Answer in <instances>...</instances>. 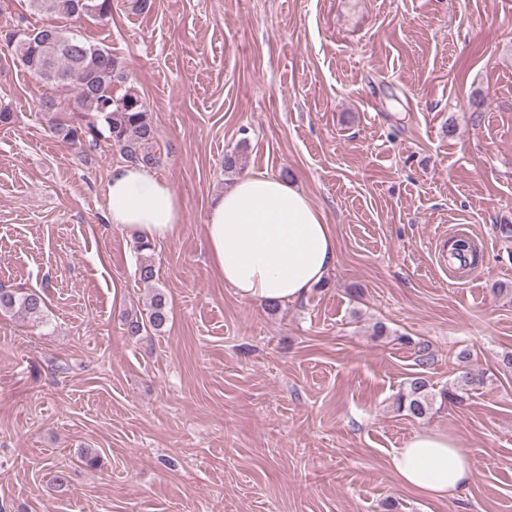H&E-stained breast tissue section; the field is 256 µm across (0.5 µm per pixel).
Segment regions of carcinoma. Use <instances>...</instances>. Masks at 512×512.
I'll list each match as a JSON object with an SVG mask.
<instances>
[{"label": "carcinoma", "mask_w": 512, "mask_h": 512, "mask_svg": "<svg viewBox=\"0 0 512 512\" xmlns=\"http://www.w3.org/2000/svg\"><path fill=\"white\" fill-rule=\"evenodd\" d=\"M30 3L34 10L46 13L47 19L32 31L5 34L7 48L14 60L43 82L74 87L73 101L68 104L71 112L95 114V119L85 123L58 122L52 117L58 111V103L44 99L38 112L48 118L52 135L81 149L95 147L104 137L112 142V146L119 148L129 162L153 167L157 158L149 150V145L155 139V130L143 99L131 86L119 96L113 94L112 85L128 79L123 67L108 49L93 45L74 30L56 23L58 19H81V14L77 13L78 0H30ZM136 249L141 253L138 277L140 281L150 283L155 278V269L147 252L153 250V245L141 239L136 242ZM476 252V245L471 239L466 237L454 241L453 255L459 260L464 262L467 256H476ZM44 307V298L36 291L19 293L0 288V312L18 310L36 321L43 319ZM167 321L165 298L158 293L147 316L135 314L125 317V333L136 337L149 329L160 331ZM484 383L483 375L464 371L452 388L436 395L430 391L425 377L415 375L407 379L397 399L398 408L415 419L423 420L435 403L461 406L469 394L482 388Z\"/></svg>", "instance_id": "obj_1"}]
</instances>
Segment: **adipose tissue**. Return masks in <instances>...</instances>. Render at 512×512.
Wrapping results in <instances>:
<instances>
[{"label":"adipose tissue","instance_id":"1","mask_svg":"<svg viewBox=\"0 0 512 512\" xmlns=\"http://www.w3.org/2000/svg\"><path fill=\"white\" fill-rule=\"evenodd\" d=\"M105 198L109 224L132 237L165 241L182 225L178 193L145 166L113 168ZM206 250L225 286L259 306L302 301L336 263L322 211L295 183L268 173L246 174L214 197ZM390 468L403 487L444 501L467 488L473 462L456 437L424 429L396 450Z\"/></svg>","mask_w":512,"mask_h":512}]
</instances>
